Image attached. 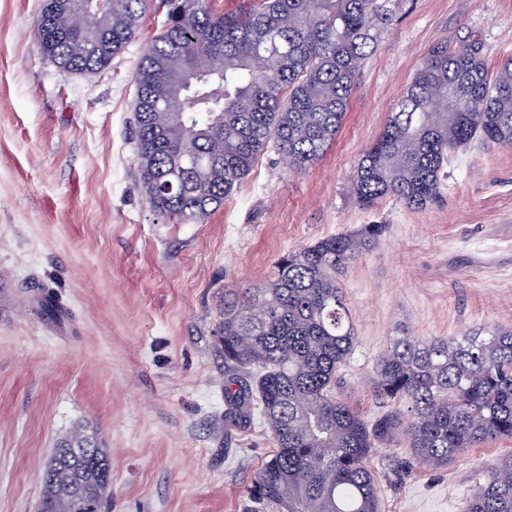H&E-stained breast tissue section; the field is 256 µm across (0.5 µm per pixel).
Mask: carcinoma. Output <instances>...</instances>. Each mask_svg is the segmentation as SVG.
<instances>
[{"mask_svg":"<svg viewBox=\"0 0 512 512\" xmlns=\"http://www.w3.org/2000/svg\"><path fill=\"white\" fill-rule=\"evenodd\" d=\"M165 2L164 29L135 71L138 164L156 211L173 224H202L269 145L291 173L324 156L361 64L402 0H251L223 14L209 0ZM148 3L112 0L90 48L70 24L82 0H42L41 50L65 74L98 71L136 38ZM474 141L512 148V56L492 67L475 45L437 43L349 191L364 208L393 197L423 210L440 196L450 155ZM386 229L365 224L319 240L279 257L258 286L224 291L225 419L239 424L259 411L273 446L243 512H378L369 461L383 441L405 437L413 463L427 469L512 438V327L391 338L375 392L407 405L406 416L368 423L335 393L357 343L340 277ZM57 447L66 458L42 481L41 508L83 512L92 489L106 512L108 449L83 428ZM465 512H512V456L487 465Z\"/></svg>","mask_w":512,"mask_h":512,"instance_id":"carcinoma-1","label":"carcinoma"}]
</instances>
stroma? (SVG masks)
<instances>
[{
  "label": "stroma",
  "instance_id": "obj_1",
  "mask_svg": "<svg viewBox=\"0 0 512 512\" xmlns=\"http://www.w3.org/2000/svg\"><path fill=\"white\" fill-rule=\"evenodd\" d=\"M41 5L0 0V512H38L45 464L78 425L111 453L112 512H240L272 445L260 416L224 420V292L320 239L388 227L342 279L357 344L338 389L365 421L402 409L372 386L391 337L512 326V150L454 152L422 211L349 192L437 42L512 55V0H403L324 158L293 174L267 149L202 224L155 211L137 161L134 72L165 8L151 0L108 67L67 75L41 51ZM411 454L399 438L372 457L379 512H464L512 438L395 477Z\"/></svg>",
  "mask_w": 512,
  "mask_h": 512
}]
</instances>
